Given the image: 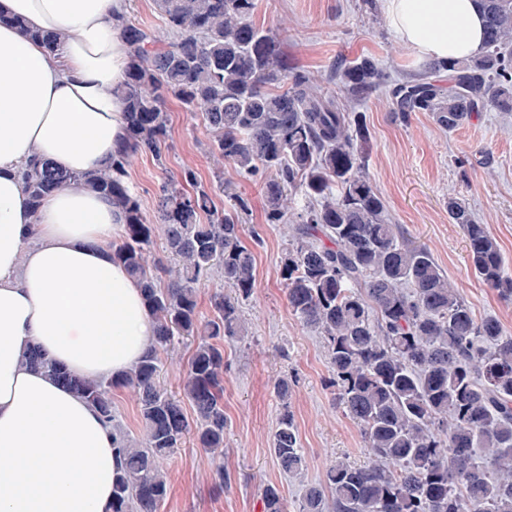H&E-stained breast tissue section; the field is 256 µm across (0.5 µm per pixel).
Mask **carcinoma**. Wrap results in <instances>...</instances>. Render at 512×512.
Here are the masks:
<instances>
[{
	"instance_id": "1",
	"label": "carcinoma",
	"mask_w": 512,
	"mask_h": 512,
	"mask_svg": "<svg viewBox=\"0 0 512 512\" xmlns=\"http://www.w3.org/2000/svg\"><path fill=\"white\" fill-rule=\"evenodd\" d=\"M156 2L162 31L125 22L131 56L119 96L126 134L112 162L78 174L47 162L21 171L35 211L69 185L112 199L123 221L115 259L140 282L155 320L153 348L107 381L75 375L36 349L24 359L112 426V512H158L169 490L164 460L190 434L224 484V342L244 335L240 301L255 288L254 255L243 244L247 205L223 172L218 189L230 205L221 212L189 168L160 185L151 214L127 182L135 155L161 159L170 97L201 113L213 156L262 181L266 222L291 225L281 269L288 306L324 340L335 400L368 449L365 464L338 459L322 482L305 485L301 512H512V336L496 318H476L430 251L408 244L389 223L365 172L363 113L342 110L291 64L276 35L253 20L255 0ZM479 2L483 52L449 65L446 85L425 74L392 84V111L404 119L427 112L450 132L487 107L512 112V0ZM333 74L359 100L389 80L370 57L339 59ZM297 189L305 202L290 210ZM447 208L468 240L475 276L512 302L495 237L463 199L449 197ZM158 231L167 256L151 264ZM215 272L232 293L215 292L205 314L199 285ZM180 344L192 351L176 394L162 381L161 354ZM116 387L138 402V439L117 423ZM274 389L281 412L273 452L298 478L306 461L288 410L292 381L281 378ZM262 512H287L278 486L263 489Z\"/></svg>"
}]
</instances>
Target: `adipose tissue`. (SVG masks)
<instances>
[{"mask_svg": "<svg viewBox=\"0 0 512 512\" xmlns=\"http://www.w3.org/2000/svg\"><path fill=\"white\" fill-rule=\"evenodd\" d=\"M129 0H0V512H111L112 429L80 395L23 368L39 347L79 376L131 370L154 345L139 284L112 257L122 221L76 186L32 211L21 169L70 173L122 147L117 94L129 58ZM397 38L447 62L484 48L476 0H384ZM57 34L48 49L36 33Z\"/></svg>", "mask_w": 512, "mask_h": 512, "instance_id": "adipose-tissue-1", "label": "adipose tissue"}]
</instances>
